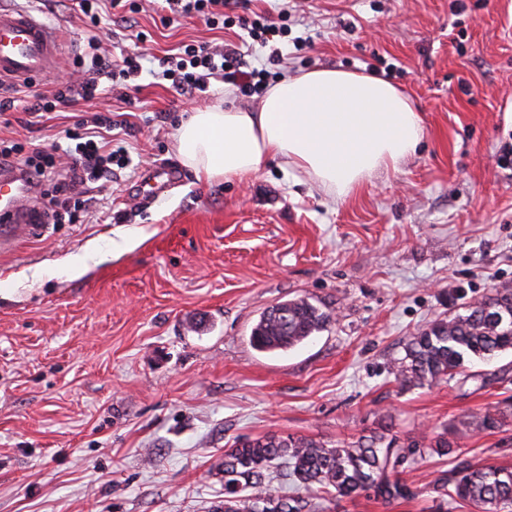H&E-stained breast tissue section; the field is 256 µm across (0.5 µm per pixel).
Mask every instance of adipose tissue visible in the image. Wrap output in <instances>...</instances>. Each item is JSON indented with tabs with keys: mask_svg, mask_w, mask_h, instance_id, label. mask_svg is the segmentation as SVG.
<instances>
[{
	"mask_svg": "<svg viewBox=\"0 0 512 512\" xmlns=\"http://www.w3.org/2000/svg\"><path fill=\"white\" fill-rule=\"evenodd\" d=\"M423 137L418 112L391 81L322 68L284 76L255 110H195L177 128L174 147L208 178L242 179L275 159L342 200L416 153Z\"/></svg>",
	"mask_w": 512,
	"mask_h": 512,
	"instance_id": "adipose-tissue-1",
	"label": "adipose tissue"
}]
</instances>
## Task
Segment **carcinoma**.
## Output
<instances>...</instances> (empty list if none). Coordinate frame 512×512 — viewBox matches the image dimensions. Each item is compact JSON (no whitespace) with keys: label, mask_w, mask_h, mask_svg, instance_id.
<instances>
[{"label":"carcinoma","mask_w":512,"mask_h":512,"mask_svg":"<svg viewBox=\"0 0 512 512\" xmlns=\"http://www.w3.org/2000/svg\"><path fill=\"white\" fill-rule=\"evenodd\" d=\"M332 321L331 313L309 298L295 297L263 313L252 330L251 343L262 352L287 350L326 330ZM510 350L512 289L501 288L409 337L404 355L394 360L393 373L408 387L441 381L464 384L476 378L467 372L465 361L491 359ZM500 426V411L480 410L450 434H480ZM450 434L402 443L382 431L334 448L302 436L243 439L224 451V501L215 512H314L313 496L320 491L342 498L370 491L387 503L410 499L415 492L400 477L405 465L455 453ZM271 467L287 470L304 494H278L267 488L265 471ZM433 490L439 499L465 504L473 512H512V470L507 467H478L463 460L436 478Z\"/></svg>","instance_id":"carcinoma-1"}]
</instances>
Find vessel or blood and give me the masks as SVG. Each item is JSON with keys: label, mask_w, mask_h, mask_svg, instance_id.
<instances>
[{"label": "vessel or blood", "mask_w": 512, "mask_h": 512, "mask_svg": "<svg viewBox=\"0 0 512 512\" xmlns=\"http://www.w3.org/2000/svg\"><path fill=\"white\" fill-rule=\"evenodd\" d=\"M62 33L32 15L0 7V81H39L62 62ZM29 185L17 177H0V247L35 232L38 222L28 202Z\"/></svg>", "instance_id": "vessel-or-blood-1"}]
</instances>
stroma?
Returning <instances> with one entry per match:
<instances>
[{"instance_id": "stroma-1", "label": "stroma", "mask_w": 512, "mask_h": 512, "mask_svg": "<svg viewBox=\"0 0 512 512\" xmlns=\"http://www.w3.org/2000/svg\"><path fill=\"white\" fill-rule=\"evenodd\" d=\"M238 12L280 27L278 60L237 24L167 21L144 0L134 29L106 13L99 31L104 48L143 54L134 86L33 125L14 110L0 127L27 149L65 147L68 130L108 109L129 158L95 183L81 223L0 251V512H212L237 439L333 444L388 425L407 441L486 409L504 410L503 424L460 439L464 458L512 468V379L479 380L512 376V352L468 362L462 386L409 388L390 371L428 322L512 288V0H244ZM35 15L63 32L64 60L83 52L71 0ZM182 43L236 44L272 81L390 67L425 138L342 201L274 161L240 182L196 177L173 133L184 112L223 101L224 84L188 97L158 77ZM167 168L175 183L149 195L143 178ZM126 236L141 242L80 276L59 265ZM294 296L334 323L286 351L254 349L260 314ZM453 466L411 463L402 479L415 498L363 493L320 512H470L436 508L431 485Z\"/></svg>"}]
</instances>
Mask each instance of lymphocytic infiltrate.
I'll return each instance as SVG.
<instances>
[{
    "label": "lymphocytic infiltrate",
    "mask_w": 512,
    "mask_h": 512,
    "mask_svg": "<svg viewBox=\"0 0 512 512\" xmlns=\"http://www.w3.org/2000/svg\"><path fill=\"white\" fill-rule=\"evenodd\" d=\"M103 0H77L86 29L87 48L72 61L69 77L58 79L52 90L8 97L0 100V112L15 108L31 114L47 115L76 99L94 100L105 94L106 83L135 79L141 70L138 55L106 54L98 37L101 23L99 3ZM171 15L179 18L198 17L212 28H224L228 21L224 13L230 0H165ZM237 49L218 50L205 44H184L160 61L162 79L184 93L206 91L211 79L218 78L235 84L243 93L262 89L266 83L264 71H244ZM112 128L111 114L94 113L88 124L69 132L68 140L75 146L65 152L37 150L24 155L18 143L0 139V168L17 171L31 183L49 182L53 196L41 209L46 223H80V196L86 184L98 179L112 166H125L122 151L103 142L102 135Z\"/></svg>",
    "instance_id": "1"
}]
</instances>
